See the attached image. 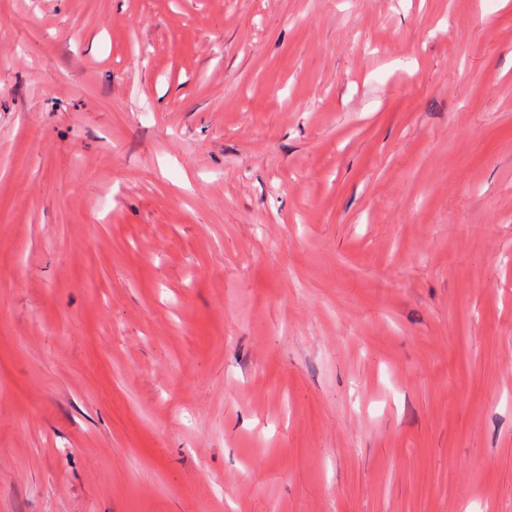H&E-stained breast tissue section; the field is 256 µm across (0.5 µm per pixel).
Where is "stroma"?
I'll return each mask as SVG.
<instances>
[{"label": "stroma", "mask_w": 512, "mask_h": 512, "mask_svg": "<svg viewBox=\"0 0 512 512\" xmlns=\"http://www.w3.org/2000/svg\"><path fill=\"white\" fill-rule=\"evenodd\" d=\"M0 512H512V0H0Z\"/></svg>", "instance_id": "obj_1"}]
</instances>
